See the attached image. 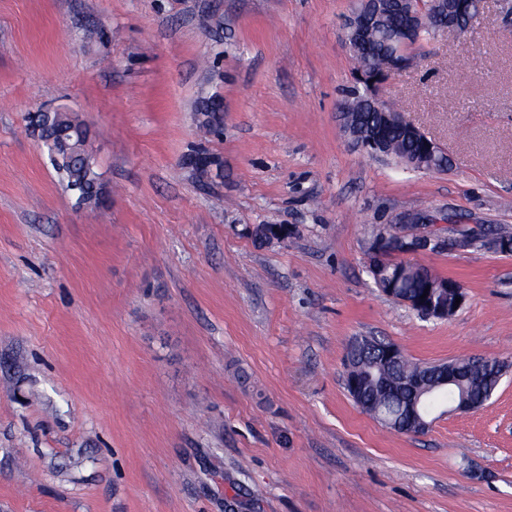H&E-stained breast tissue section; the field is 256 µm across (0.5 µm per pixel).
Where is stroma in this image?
Wrapping results in <instances>:
<instances>
[{
	"label": "stroma",
	"mask_w": 512,
	"mask_h": 512,
	"mask_svg": "<svg viewBox=\"0 0 512 512\" xmlns=\"http://www.w3.org/2000/svg\"><path fill=\"white\" fill-rule=\"evenodd\" d=\"M354 5L0 0V512H512V254L478 237L512 234L505 4L381 87L442 173L346 134ZM41 108L88 126L103 206L58 181ZM411 217L434 243L401 259L463 285L451 318L373 283ZM358 336L507 369L479 410L400 433L344 386Z\"/></svg>",
	"instance_id": "stroma-1"
}]
</instances>
